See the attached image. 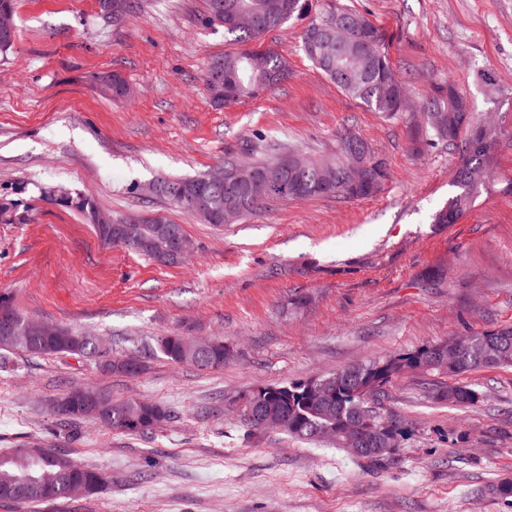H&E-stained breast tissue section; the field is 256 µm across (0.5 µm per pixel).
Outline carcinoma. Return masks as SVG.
Wrapping results in <instances>:
<instances>
[{"label":"carcinoma","mask_w":512,"mask_h":512,"mask_svg":"<svg viewBox=\"0 0 512 512\" xmlns=\"http://www.w3.org/2000/svg\"><path fill=\"white\" fill-rule=\"evenodd\" d=\"M205 24L224 29V36L231 40L247 44L255 42L265 33L280 28L286 23L302 20L312 8V0H204ZM317 25L322 32L315 43H302L309 59H318L316 66L343 93L356 99L387 117L401 112L416 111L427 118L425 125L415 131L419 141L430 147L444 146L459 155L452 185L455 192L448 203L435 217L436 224H455L473 207L480 191L492 177V152L500 143L501 132L495 128L486 130L483 123L470 112L465 96L455 84L447 81L436 82L417 102L412 103L407 83L399 78L390 64L384 47V34L376 25L362 15L342 7L328 11ZM370 43L378 48L379 54L373 55L366 75L354 72L345 79L339 75L336 65L349 64L350 58L361 47ZM288 76V62L277 52L250 50L240 53H226L208 63L204 73V85L215 103L236 102L244 98L255 97L263 90L277 85ZM95 81L104 92L113 98H123L128 86L120 75L104 72L95 76ZM365 150H372L370 144L360 135L351 131L339 141V157L333 171L337 186L324 188L317 183L318 169L321 163L308 160L296 180L299 188L288 191L270 192L267 186L256 183L235 197L228 196L226 189L209 191L214 214L203 219L207 224H236L244 216L251 214L270 202L277 200H306L319 196H339L343 198H361L375 193L386 178L383 162H378V170L358 189L348 186V162L351 156ZM284 151L270 146V154L260 160L245 162L231 154L224 158V167L230 170L246 168L256 175H278L283 169ZM194 189L189 179H167L165 186L154 194L169 200L177 208L198 214L197 208L181 205L176 201V193H187ZM47 202L77 211L85 223H90L94 213L99 211L95 200L81 193H71L69 197L55 199L54 190L43 192ZM138 219L131 225V237L121 248L134 254L145 256L161 265H175L181 259L168 257L169 243L159 234L151 217L138 215L128 219ZM0 310L8 311L18 317L23 333L13 339L0 336V349L11 352L19 350L36 356L82 355L98 357L104 353L96 349L93 337L76 334L64 328H56L53 336H43L38 323L30 321L15 309L10 299L0 295ZM217 346L207 355L186 351L180 340L163 336L157 341V351L175 364H187L200 368L216 367L224 362L227 349L224 340L217 339ZM428 348L393 356L378 362L361 364L345 368L329 375L335 380L336 389L329 395H314L299 387L295 381L278 385H266L262 392L268 394L267 412L278 431L298 440L313 442L317 440L315 431L329 429L328 441L338 448L344 447L342 435L343 423L361 415H371L376 420L384 416L374 407L380 391L369 389V385L378 382L385 385L398 377L403 362L418 360L426 355ZM104 367L134 375L140 372L142 364L134 356L125 359L107 360ZM512 367V327L472 334L467 343L457 353L454 366L449 370L436 367L421 371L423 375L441 377H460L483 368ZM432 396L453 406L466 407L478 402L480 394L472 387L459 383L435 381ZM58 414L75 424L80 418H92L105 427L125 434H147L171 417V410L150 401L129 399L112 407L106 415H99L88 409L80 413L58 411ZM42 445L48 448L47 455L38 464L31 465L23 457L24 449L18 448L0 453V502L18 505L46 503L70 497L72 485L81 474L78 466L50 438H35L27 447ZM48 477L53 488L49 498L41 491L43 477ZM29 481L27 496H16L17 482Z\"/></svg>","instance_id":"cac0c4a2"}]
</instances>
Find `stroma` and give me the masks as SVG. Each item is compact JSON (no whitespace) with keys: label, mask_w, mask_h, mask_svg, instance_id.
Returning <instances> with one entry per match:
<instances>
[{"label":"stroma","mask_w":512,"mask_h":512,"mask_svg":"<svg viewBox=\"0 0 512 512\" xmlns=\"http://www.w3.org/2000/svg\"><path fill=\"white\" fill-rule=\"evenodd\" d=\"M335 3L384 32L413 98L449 79L476 116L499 123L495 177L457 223L434 221L457 153L415 146L411 113L388 118L341 92L304 54L303 23L256 43L287 60L288 79L219 107L204 67L240 46L202 23L203 0H143L116 27L98 0H17L14 45L0 57V198L21 220H0V294L144 369L7 357L0 450L52 433L112 481L34 509L0 502V512H512L490 490L512 481V368L462 376L480 393L467 408L434 402L418 375L388 383L380 411L404 435L374 470L327 442L246 432L228 413L258 386L512 326V0H314L311 19ZM99 72L123 77L129 97L101 94ZM347 130L388 169L372 196L283 200L218 228L147 191L161 176L205 173L246 142L332 158ZM58 186L113 214L167 216L193 251L163 266L102 244L77 213L43 201ZM161 336H220L231 354L217 369L175 365L156 351ZM76 386L173 416L144 435L68 427L50 403Z\"/></svg>","instance_id":"35a3bbf8"}]
</instances>
